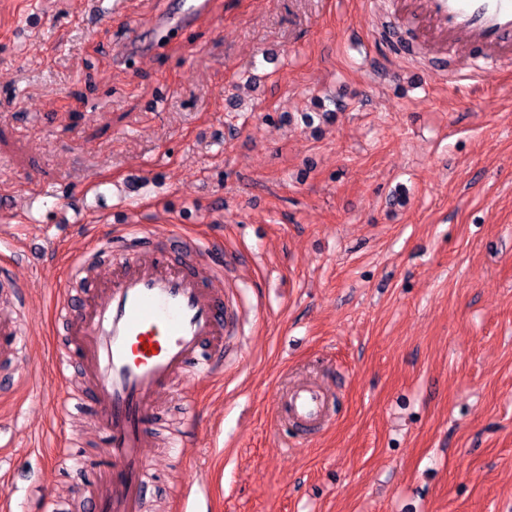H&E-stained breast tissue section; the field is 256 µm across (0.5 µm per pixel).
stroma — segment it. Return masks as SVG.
Segmentation results:
<instances>
[{
    "instance_id": "1",
    "label": "stroma",
    "mask_w": 512,
    "mask_h": 512,
    "mask_svg": "<svg viewBox=\"0 0 512 512\" xmlns=\"http://www.w3.org/2000/svg\"><path fill=\"white\" fill-rule=\"evenodd\" d=\"M378 0H0V264L67 280L134 221L216 244L241 361L184 374L150 416L142 512H512V66L399 59ZM41 244L32 262L21 242ZM38 381L0 391V501L85 512L109 476L72 330L39 290ZM315 378L331 418L302 439L270 397ZM197 402L187 422L184 399ZM190 423L185 455L166 446Z\"/></svg>"
}]
</instances>
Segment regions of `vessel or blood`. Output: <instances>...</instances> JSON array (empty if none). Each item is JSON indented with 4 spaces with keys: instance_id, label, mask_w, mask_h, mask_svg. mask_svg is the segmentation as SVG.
<instances>
[{
    "instance_id": "b4317fda",
    "label": "vessel or blood",
    "mask_w": 512,
    "mask_h": 512,
    "mask_svg": "<svg viewBox=\"0 0 512 512\" xmlns=\"http://www.w3.org/2000/svg\"><path fill=\"white\" fill-rule=\"evenodd\" d=\"M425 42L438 50L465 44L472 52L468 76L477 77L512 60V0H414L412 13ZM192 244L176 233L158 235L123 224L98 242L113 266L111 278L92 284L89 299L73 298L69 282H53L58 320L71 324L91 400L106 421L112 477L87 503V512H141L154 471L146 419L175 378L194 367L204 379L221 368L220 339L238 320L224 292L200 267L173 259ZM0 286L26 309V281L0 269ZM327 390L300 383L277 395L278 420L305 435L329 420Z\"/></svg>"
}]
</instances>
